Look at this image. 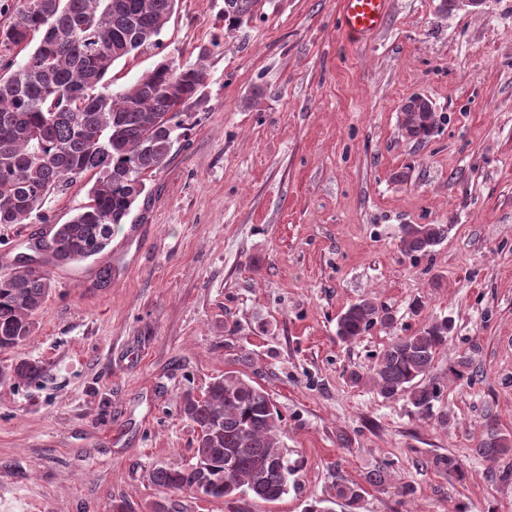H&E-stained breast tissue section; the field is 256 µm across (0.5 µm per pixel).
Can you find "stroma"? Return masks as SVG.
Wrapping results in <instances>:
<instances>
[{
	"instance_id": "obj_1",
	"label": "stroma",
	"mask_w": 512,
	"mask_h": 512,
	"mask_svg": "<svg viewBox=\"0 0 512 512\" xmlns=\"http://www.w3.org/2000/svg\"><path fill=\"white\" fill-rule=\"evenodd\" d=\"M339 12L340 0H262L231 30L224 0H177L160 47L114 64L117 91L162 60L203 61L204 102L101 255L38 257L52 293L26 342L0 352L2 367L43 368L0 384V512H304L383 463L414 498L366 486L357 512H512V456L471 453L486 415L512 434V0L479 12L391 0L361 42ZM417 94L438 116L421 143L398 133ZM404 224L448 236L414 259ZM369 297L392 328L338 342L337 316ZM434 317L452 321L438 373L476 350L475 382L449 381L440 403L445 429L348 381ZM242 348L301 462L287 494L154 485L155 466L193 461L181 396L234 369ZM446 455L460 471L435 466ZM42 373V367L36 362L26 359L12 363L10 369H0V381H14V383H29L37 379Z\"/></svg>"
}]
</instances>
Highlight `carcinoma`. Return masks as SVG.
<instances>
[{"label": "carcinoma", "instance_id": "obj_1", "mask_svg": "<svg viewBox=\"0 0 512 512\" xmlns=\"http://www.w3.org/2000/svg\"><path fill=\"white\" fill-rule=\"evenodd\" d=\"M177 0H18L13 22L0 29V227L48 222L50 196L90 176L88 201L37 249L57 265H71L101 254L115 230L125 223L146 181L170 161L175 144L186 136L192 110L203 101L204 57L193 64L165 62L119 92L104 78L113 64L143 47L159 46ZM261 0H230L224 16L231 27L250 18ZM34 48H29L34 37ZM25 53L22 61L17 55ZM436 112L426 99H408L401 130L418 142L431 135ZM448 236L446 224H403L400 248L424 256ZM52 290L50 273L39 264L22 263L0 271V350L27 340ZM392 317L375 301L350 304L336 320V336L352 342ZM452 323L435 318L418 331L392 340L377 356L370 376L349 373L352 386L370 380L385 400L403 397L415 411L446 428L452 415L434 412L445 382L434 374L437 354L448 343ZM42 367L21 359L0 369V381L29 383ZM452 375L473 380L472 351L460 355ZM181 412L200 427L191 465L155 467L153 484L178 492L200 490L211 499L236 491L273 502L288 490L298 471L280 440L282 415L270 395L241 370L224 372L205 396H182ZM512 452V437L496 419L486 417L485 431L473 454L497 461ZM402 496L413 489L394 485L388 465L369 471L364 484ZM365 489L357 482L336 484V500L356 507Z\"/></svg>", "mask_w": 512, "mask_h": 512}]
</instances>
